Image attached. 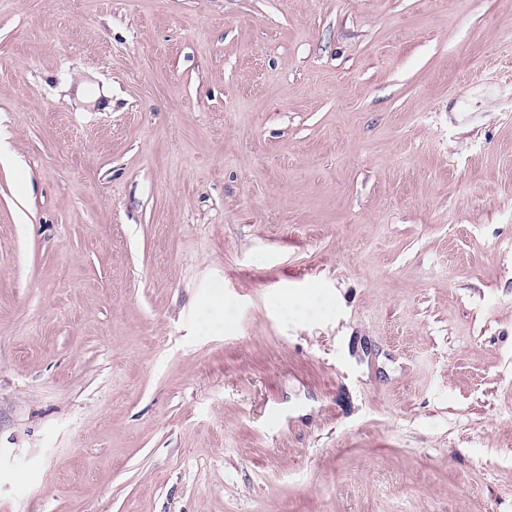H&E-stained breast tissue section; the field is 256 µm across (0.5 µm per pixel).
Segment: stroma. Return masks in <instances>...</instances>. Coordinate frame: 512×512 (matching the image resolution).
<instances>
[{"instance_id":"obj_1","label":"stroma","mask_w":512,"mask_h":512,"mask_svg":"<svg viewBox=\"0 0 512 512\" xmlns=\"http://www.w3.org/2000/svg\"><path fill=\"white\" fill-rule=\"evenodd\" d=\"M0 512H512V0H0Z\"/></svg>"}]
</instances>
